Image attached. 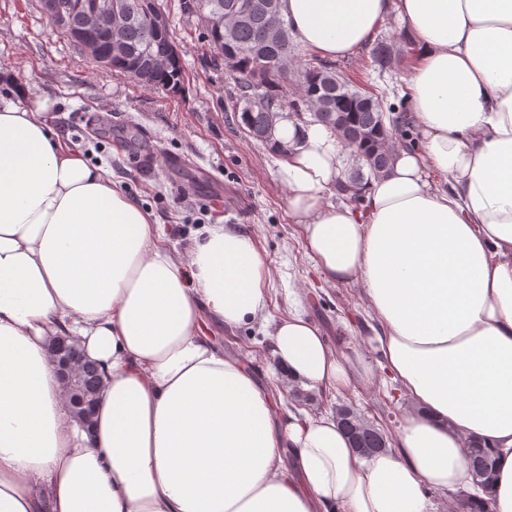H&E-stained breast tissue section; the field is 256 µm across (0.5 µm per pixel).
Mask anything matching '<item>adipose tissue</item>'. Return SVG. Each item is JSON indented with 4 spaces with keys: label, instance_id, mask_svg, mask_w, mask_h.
<instances>
[{
    "label": "adipose tissue",
    "instance_id": "adipose-tissue-1",
    "mask_svg": "<svg viewBox=\"0 0 512 512\" xmlns=\"http://www.w3.org/2000/svg\"><path fill=\"white\" fill-rule=\"evenodd\" d=\"M296 38L352 56L394 15L418 64L416 144L334 205L336 131L278 119L288 208L328 285L361 284L376 355H340L294 314L272 323L306 391L385 374L412 410L364 455L336 417L297 406L204 333L262 315L271 270L249 234L208 224L178 256L140 206L61 142L43 107L0 106V512H437L464 490L512 512V0H280ZM93 361L90 429L50 358ZM495 460L476 484L473 444Z\"/></svg>",
    "mask_w": 512,
    "mask_h": 512
}]
</instances>
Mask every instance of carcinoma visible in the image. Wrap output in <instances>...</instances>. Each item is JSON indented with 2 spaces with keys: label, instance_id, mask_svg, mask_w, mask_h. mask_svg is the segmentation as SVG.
I'll return each instance as SVG.
<instances>
[{
  "label": "carcinoma",
  "instance_id": "obj_1",
  "mask_svg": "<svg viewBox=\"0 0 512 512\" xmlns=\"http://www.w3.org/2000/svg\"><path fill=\"white\" fill-rule=\"evenodd\" d=\"M59 2L68 11V27H83L84 15L74 6L75 0ZM201 7L215 18L219 28L214 35L223 40L224 55L234 61L230 78L236 93L224 104V111L234 113L248 136L284 157L288 147L272 139L274 117L286 110L297 115L307 112L313 121L334 128L345 146L359 156L361 165L347 178L351 186L362 189L369 180L387 171L394 158L392 143L406 132L398 124L385 121L386 114L396 110L385 95L354 85L342 76L336 63L327 60L313 58L297 70L289 68L293 51L291 28L280 13V4L273 0H180L181 11L188 16ZM274 25L285 34L279 41L266 38ZM121 38L126 54L112 69L149 89L173 95L181 91L182 62L167 70L154 65L161 56L178 55L171 36L154 32L146 20L138 17L124 29ZM394 60L393 44L377 40L371 51L372 66L383 72L391 68ZM290 84L298 89L292 98L287 95ZM82 374L85 392H97L100 378L96 369L88 364ZM335 415L339 423L362 435V447L375 453L388 448L387 435L355 408L340 406ZM470 466L472 471L486 474L484 482L493 478L495 460L490 452L473 451Z\"/></svg>",
  "mask_w": 512,
  "mask_h": 512
}]
</instances>
